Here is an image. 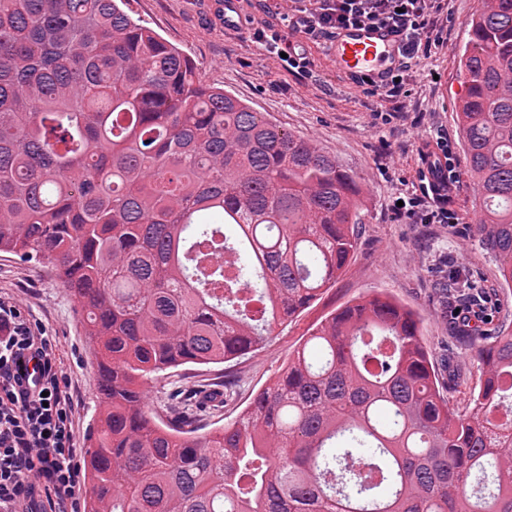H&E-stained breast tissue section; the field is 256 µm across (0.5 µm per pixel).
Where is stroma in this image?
Here are the masks:
<instances>
[{"label": "stroma", "mask_w": 512, "mask_h": 512, "mask_svg": "<svg viewBox=\"0 0 512 512\" xmlns=\"http://www.w3.org/2000/svg\"><path fill=\"white\" fill-rule=\"evenodd\" d=\"M220 0H125L124 10L188 55L198 79L231 92L294 135L334 156L354 174L361 188L362 222L358 246L338 277L296 321L276 328L266 346L242 358L210 366L186 364L168 370L143 389L146 403L165 412L174 398L198 386L224 395L216 409H205L207 423L234 420L255 393L269 385L312 328L347 303L377 293L411 307L430 352L440 390L451 405L470 400V379L478 364L457 320L450 313L448 271L455 268L483 289L489 302L512 314V295L497 280V265L472 236L476 214L472 184L464 172L461 131L454 103L462 90L458 53L468 40V23L480 0H440L443 41L436 54H418L393 98L355 84L325 60V41L306 39L289 28L284 14L291 0H280L269 16L256 0H243L245 22L228 30ZM270 21L289 40L301 44L312 62L309 74L289 72L251 37L253 22ZM444 135L456 159V180L448 207L453 224H425L419 215L395 208V200L419 192L423 153ZM0 296L57 344L59 367L73 396L79 437H86L99 413L97 369L79 322L73 297L44 265L0 253Z\"/></svg>", "instance_id": "obj_1"}]
</instances>
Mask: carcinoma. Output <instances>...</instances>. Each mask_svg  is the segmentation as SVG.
<instances>
[{
	"label": "carcinoma",
	"mask_w": 512,
	"mask_h": 512,
	"mask_svg": "<svg viewBox=\"0 0 512 512\" xmlns=\"http://www.w3.org/2000/svg\"><path fill=\"white\" fill-rule=\"evenodd\" d=\"M119 2L0 0V252L48 264L94 349L86 512H512V330L478 301L464 411L380 296L315 327L234 423L146 409L145 381L262 348L336 283L361 190ZM459 69L475 236L512 294V0H482ZM203 245L238 254L235 279ZM448 292L478 295L459 272Z\"/></svg>",
	"instance_id": "1"
}]
</instances>
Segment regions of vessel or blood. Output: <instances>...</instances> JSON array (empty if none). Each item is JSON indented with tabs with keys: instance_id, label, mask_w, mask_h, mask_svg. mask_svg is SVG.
I'll use <instances>...</instances> for the list:
<instances>
[{
	"instance_id": "b4317fda",
	"label": "vessel or blood",
	"mask_w": 512,
	"mask_h": 512,
	"mask_svg": "<svg viewBox=\"0 0 512 512\" xmlns=\"http://www.w3.org/2000/svg\"><path fill=\"white\" fill-rule=\"evenodd\" d=\"M328 53L341 74L386 86L401 61V41L389 28L364 26L338 31Z\"/></svg>"
}]
</instances>
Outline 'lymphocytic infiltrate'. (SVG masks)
<instances>
[{"mask_svg":"<svg viewBox=\"0 0 512 512\" xmlns=\"http://www.w3.org/2000/svg\"><path fill=\"white\" fill-rule=\"evenodd\" d=\"M292 26L307 39L333 37L336 31L363 25L389 27L401 38L403 60L439 47L434 31L441 19L436 0H294ZM253 36L272 54L284 55L289 71L309 72L306 53L270 23ZM447 138L436 140L427 168L431 181L410 207L426 204L427 224H452L447 187L456 174ZM57 344L0 298V512H73L83 492L75 462L78 440L73 399L57 367Z\"/></svg>","mask_w":512,"mask_h":512,"instance_id":"1","label":"lymphocytic infiltrate"}]
</instances>
